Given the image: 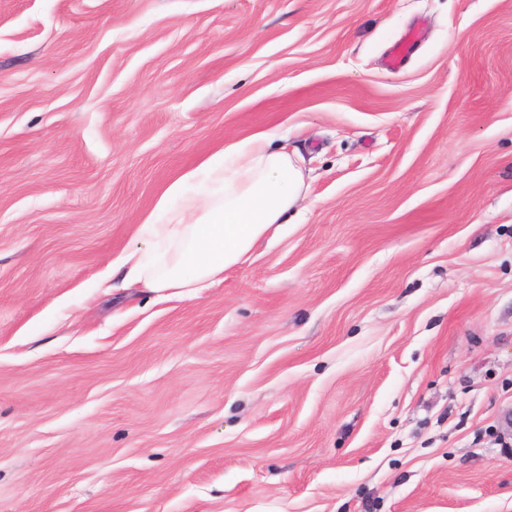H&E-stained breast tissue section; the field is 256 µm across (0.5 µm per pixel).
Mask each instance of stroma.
Masks as SVG:
<instances>
[{
    "instance_id": "obj_1",
    "label": "stroma",
    "mask_w": 512,
    "mask_h": 512,
    "mask_svg": "<svg viewBox=\"0 0 512 512\" xmlns=\"http://www.w3.org/2000/svg\"><path fill=\"white\" fill-rule=\"evenodd\" d=\"M257 134L273 241L102 285ZM0 512H512V0H0ZM419 31V27L410 29L406 36L391 49L385 58V66L388 69L394 70L403 66L406 58L410 54L411 48L419 38Z\"/></svg>"
}]
</instances>
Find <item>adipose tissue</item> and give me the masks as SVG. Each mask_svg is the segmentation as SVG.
I'll use <instances>...</instances> for the list:
<instances>
[{"label":"adipose tissue","instance_id":"adipose-tissue-1","mask_svg":"<svg viewBox=\"0 0 512 512\" xmlns=\"http://www.w3.org/2000/svg\"><path fill=\"white\" fill-rule=\"evenodd\" d=\"M304 190L303 172L267 136L227 145L171 185L160 219L139 225L140 247L109 262L113 287L199 296L285 223Z\"/></svg>","mask_w":512,"mask_h":512}]
</instances>
